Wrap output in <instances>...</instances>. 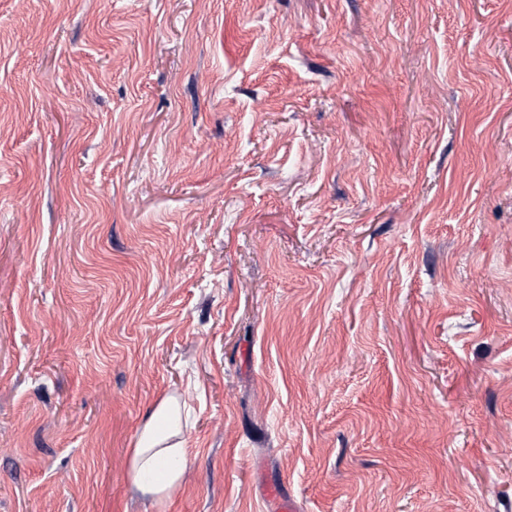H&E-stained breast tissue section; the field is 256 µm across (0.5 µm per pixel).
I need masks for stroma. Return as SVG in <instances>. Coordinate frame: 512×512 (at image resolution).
I'll return each instance as SVG.
<instances>
[{
    "mask_svg": "<svg viewBox=\"0 0 512 512\" xmlns=\"http://www.w3.org/2000/svg\"><path fill=\"white\" fill-rule=\"evenodd\" d=\"M273 476L512 512V0H0V512ZM190 408L179 395L161 398L147 415L129 453L128 482L145 499L168 502L188 465L184 438Z\"/></svg>",
    "mask_w": 512,
    "mask_h": 512,
    "instance_id": "35a3bbf8",
    "label": "stroma"
}]
</instances>
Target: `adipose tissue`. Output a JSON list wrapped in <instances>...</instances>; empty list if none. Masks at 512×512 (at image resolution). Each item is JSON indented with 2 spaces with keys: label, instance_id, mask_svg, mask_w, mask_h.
<instances>
[{
  "label": "adipose tissue",
  "instance_id": "ef3b65f1",
  "mask_svg": "<svg viewBox=\"0 0 512 512\" xmlns=\"http://www.w3.org/2000/svg\"><path fill=\"white\" fill-rule=\"evenodd\" d=\"M190 408L178 395L161 398L147 415L129 453L128 482L142 498L168 502L188 465L184 438Z\"/></svg>",
  "mask_w": 512,
  "mask_h": 512
}]
</instances>
